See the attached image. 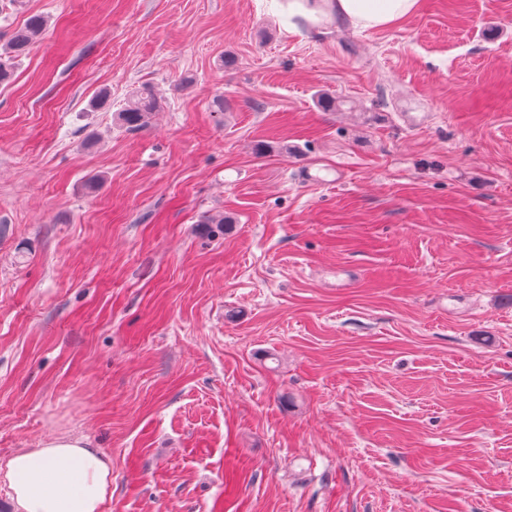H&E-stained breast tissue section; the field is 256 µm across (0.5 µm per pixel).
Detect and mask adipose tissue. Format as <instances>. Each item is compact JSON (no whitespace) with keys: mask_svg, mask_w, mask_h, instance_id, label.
<instances>
[{"mask_svg":"<svg viewBox=\"0 0 512 512\" xmlns=\"http://www.w3.org/2000/svg\"><path fill=\"white\" fill-rule=\"evenodd\" d=\"M422 0H281L289 31L321 32L334 23L383 30L417 14ZM16 512H101L112 488V462L85 440L58 436L0 460Z\"/></svg>","mask_w":512,"mask_h":512,"instance_id":"obj_1","label":"adipose tissue"}]
</instances>
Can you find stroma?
<instances>
[{
    "label": "stroma",
    "instance_id": "1",
    "mask_svg": "<svg viewBox=\"0 0 512 512\" xmlns=\"http://www.w3.org/2000/svg\"><path fill=\"white\" fill-rule=\"evenodd\" d=\"M32 14L0 458L83 438L101 512H512V0L321 35L272 0H6L0 45ZM158 108L157 99L153 89L144 85L136 91L133 101L122 112L118 113V120L130 130H136L146 125Z\"/></svg>",
    "mask_w": 512,
    "mask_h": 512
}]
</instances>
